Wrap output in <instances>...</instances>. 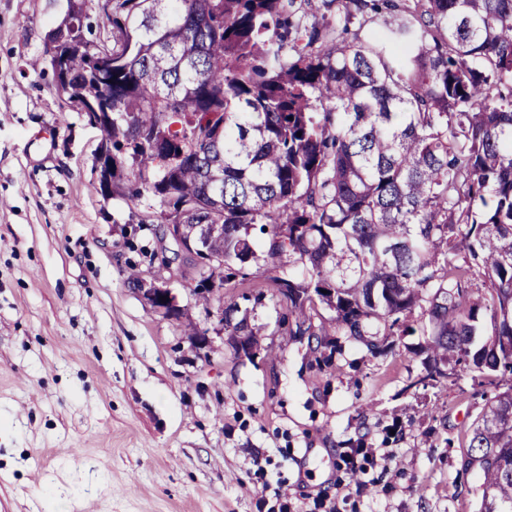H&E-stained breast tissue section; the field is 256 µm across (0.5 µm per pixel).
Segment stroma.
<instances>
[{
	"label": "stroma",
	"instance_id": "obj_1",
	"mask_svg": "<svg viewBox=\"0 0 512 512\" xmlns=\"http://www.w3.org/2000/svg\"><path fill=\"white\" fill-rule=\"evenodd\" d=\"M66 6L0 0V512H259L280 494L291 512H477L462 456L484 400L471 375L427 379L425 337L375 354L292 335L257 261L224 286L256 334L239 355L177 269L179 318L129 287L153 235L100 193L104 131L55 89ZM349 448L390 453L387 471H347Z\"/></svg>",
	"mask_w": 512,
	"mask_h": 512
}]
</instances>
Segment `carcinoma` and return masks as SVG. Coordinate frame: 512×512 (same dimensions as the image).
<instances>
[{
	"label": "carcinoma",
	"mask_w": 512,
	"mask_h": 512,
	"mask_svg": "<svg viewBox=\"0 0 512 512\" xmlns=\"http://www.w3.org/2000/svg\"><path fill=\"white\" fill-rule=\"evenodd\" d=\"M88 2L48 35L56 91L105 132L131 215L153 199L161 234L224 225V265L188 256L185 280L246 277L258 224L299 335L378 353L418 332L432 375L450 358L512 375V0H117L96 32ZM161 145L180 161L156 165ZM290 265L304 275H277ZM319 303L335 317L315 327ZM224 331L254 335L232 302ZM466 458L478 512H512V386L485 399Z\"/></svg>",
	"instance_id": "carcinoma-1"
}]
</instances>
